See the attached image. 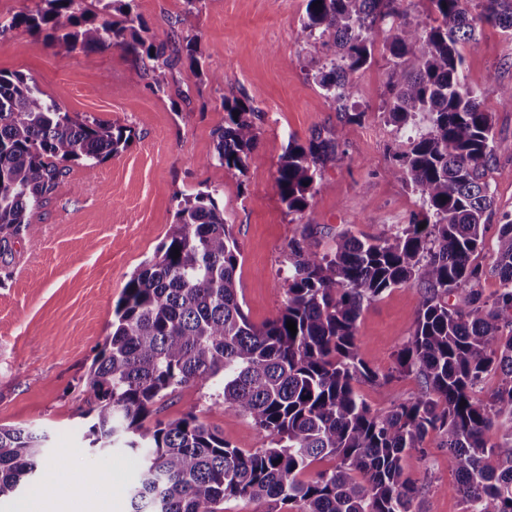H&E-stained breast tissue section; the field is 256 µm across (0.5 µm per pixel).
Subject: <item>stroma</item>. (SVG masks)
<instances>
[{
	"label": "stroma",
	"mask_w": 512,
	"mask_h": 512,
	"mask_svg": "<svg viewBox=\"0 0 512 512\" xmlns=\"http://www.w3.org/2000/svg\"><path fill=\"white\" fill-rule=\"evenodd\" d=\"M133 7L153 41L173 30L195 40L205 68L221 82L194 75L183 62L157 69L117 49L58 55L43 35L22 28L0 34V71L33 79L70 115L130 133L127 148L94 171L70 165L34 210L30 229L0 253V424L48 430L45 457L56 470L52 495L32 485L24 495L1 496L0 512H18L32 497L43 512H129L127 489L139 462L117 447L102 453L89 447L85 373L111 331L125 284L166 240L181 197L216 190L242 253L243 310L257 325L284 309L285 258L302 231L327 250L341 231L379 236L417 210L411 189L390 172L396 131L382 112L391 60L382 34L374 36L371 65L352 76L361 116L351 120L313 79L322 60L300 36L305 0H203L194 11L185 0H135ZM463 78L484 90V108L503 145L486 171L495 214L477 256L488 271L480 283L488 296L498 286L490 269L499 215L512 211V106L495 93L512 85V38L481 27L465 50ZM243 96L257 112L258 139L241 172L213 155L225 99ZM320 136L337 138L336 153L321 167L305 212H288L276 184L280 158L289 140L304 144ZM418 307L414 285L363 305L359 354L389 378L381 387L358 384L373 410H389L420 389L415 377L392 374ZM190 407L233 447H260L251 420L226 411L210 381L183 386L158 402L152 417L172 420ZM426 448L403 460L420 489L416 512H464L440 437L429 434Z\"/></svg>",
	"instance_id": "stroma-1"
}]
</instances>
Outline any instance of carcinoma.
Returning <instances> with one entry per match:
<instances>
[{"label":"carcinoma","instance_id":"obj_1","mask_svg":"<svg viewBox=\"0 0 512 512\" xmlns=\"http://www.w3.org/2000/svg\"><path fill=\"white\" fill-rule=\"evenodd\" d=\"M40 0L3 29L45 33L56 53L119 49L161 67L186 59L201 74L197 44L177 33L158 44L142 35L133 0ZM400 0H305L301 35L324 55L314 79L337 110L355 112L350 75L371 64L372 33H384L392 57L384 113L400 134L391 174L416 196L409 223L379 237L340 234L320 252L293 239L277 318L250 322L238 298L240 247L216 191L182 197L172 231L124 286L112 331L87 371L92 448L142 455L127 492L131 512H224L230 500H264L296 512H415L416 482L404 455L426 454L438 433L463 493L464 512H512V213L499 219L494 273L499 288L483 297L475 263L494 198L486 169L502 145L493 134L484 92L460 80L464 49L486 23L512 32V0H429V21L411 23ZM224 128L213 159L243 170L257 132L248 99L224 100ZM125 129L79 120L18 73L0 72V243L30 228L68 164L93 172L125 150ZM326 140L288 142L277 169L280 199L302 213ZM424 228H419V225ZM179 257L173 258V251ZM414 284L419 310L396 351V371L420 390L385 412L371 409L355 384L383 386L359 357L363 304ZM467 305L449 303L458 291ZM296 323V334L286 327ZM499 383L486 400L477 389L490 373ZM196 380H213L224 408L253 422L262 445L243 452L187 408L153 425L156 402ZM509 420L506 444L491 436ZM48 435L0 425V496L35 474ZM337 463L306 479L317 460Z\"/></svg>","mask_w":512,"mask_h":512}]
</instances>
